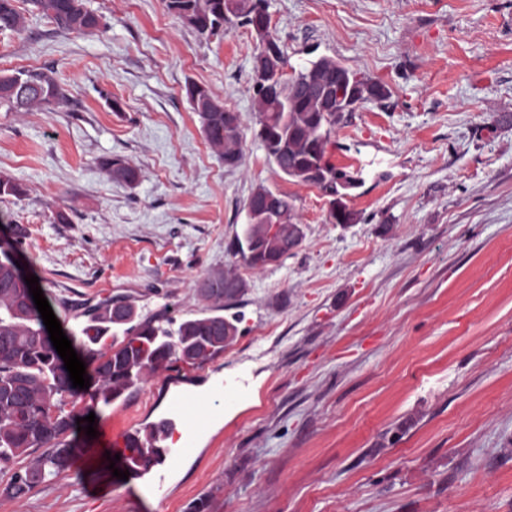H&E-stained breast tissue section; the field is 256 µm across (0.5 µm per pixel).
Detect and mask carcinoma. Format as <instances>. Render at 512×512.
I'll return each instance as SVG.
<instances>
[{
	"label": "carcinoma",
	"instance_id": "cac0c4a2",
	"mask_svg": "<svg viewBox=\"0 0 512 512\" xmlns=\"http://www.w3.org/2000/svg\"><path fill=\"white\" fill-rule=\"evenodd\" d=\"M14 0H0V31H19L23 17ZM32 8L62 30L79 35L101 31L99 18L83 0H29ZM167 11L185 26L207 37L233 26L250 29L256 41L252 88L258 136L270 163L288 180L311 185L330 197L331 217L337 224H356L358 212L334 208L336 197L351 196L363 181L331 163L329 149L337 147L336 129L350 112L367 102L382 106L391 98L388 85L361 75L339 60L321 56L288 74V58L270 24L267 0H165ZM189 97L209 145L230 167L243 157L239 115L228 120V109L207 88L193 85ZM65 95L52 73L21 70L0 75V104L18 112L33 106L63 102ZM112 178L132 184L137 170L120 157L104 161ZM247 223L234 239V251L252 270L280 261L298 247L303 233L295 199L266 187L257 188L247 205ZM247 288L234 271H215L197 288L205 302L201 315L179 321L146 318L135 321L125 305V323L115 318L114 301L89 307L86 323L70 333L71 341L91 367L95 397L106 406L138 386L149 374L182 363L201 367L231 345L238 316L226 310ZM110 344H105L107 337ZM71 409H65V396ZM77 392L60 362L37 308L29 304L20 269L9 251L0 252V473H10L3 493L21 498L48 478L74 464L71 443ZM154 446L149 429L120 452L127 468H147Z\"/></svg>",
	"mask_w": 512,
	"mask_h": 512
}]
</instances>
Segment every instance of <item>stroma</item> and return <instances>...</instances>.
Returning a JSON list of instances; mask_svg holds the SVG:
<instances>
[{"instance_id": "stroma-1", "label": "stroma", "mask_w": 512, "mask_h": 512, "mask_svg": "<svg viewBox=\"0 0 512 512\" xmlns=\"http://www.w3.org/2000/svg\"><path fill=\"white\" fill-rule=\"evenodd\" d=\"M105 30H60L15 0L0 72L49 70L60 106H0V240L62 329L125 297L140 317L204 308L201 280L248 283L238 335L200 367L160 370L94 413L74 466L0 512H512V0H268L292 67L326 55L385 82L336 130L359 172L337 224L327 197L285 179L257 138L255 38H209L162 0H84ZM205 86L241 118L225 167L191 108ZM121 157L134 185L103 162ZM296 200L301 244L263 270L232 242L258 187ZM208 392L192 448L120 480L107 449Z\"/></svg>"}]
</instances>
